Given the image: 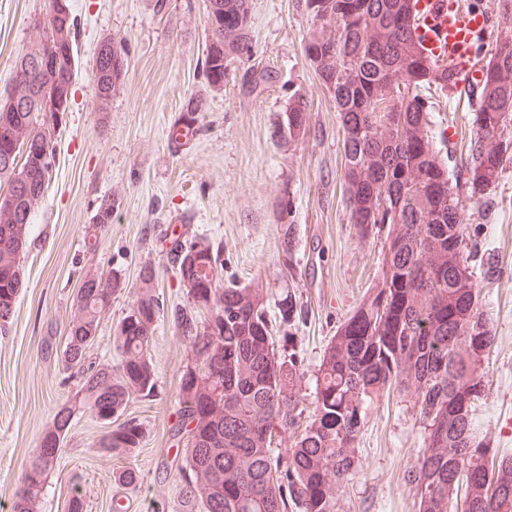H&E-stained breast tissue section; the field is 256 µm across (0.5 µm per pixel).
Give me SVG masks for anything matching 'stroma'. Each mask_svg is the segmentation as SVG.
<instances>
[{
    "mask_svg": "<svg viewBox=\"0 0 512 512\" xmlns=\"http://www.w3.org/2000/svg\"><path fill=\"white\" fill-rule=\"evenodd\" d=\"M251 49L224 70V85H206L208 0H71L78 19V71L69 112L55 133L52 176L32 216L21 256L23 287L9 331L0 335V512H10L25 464L56 410L81 396L61 360L74 299L87 271L117 273L126 286L112 298L88 349L89 361L119 365L116 328L137 299L142 267L157 270L164 304L148 355L156 372L152 396L133 397L125 417L145 428L129 457L102 454L104 425L89 408L76 411L40 512H66L81 492L86 512H198L185 504L174 462L176 393L190 357L171 313L189 306L179 278L164 266L172 231L220 245L224 283L260 285L276 320L275 336L302 358L304 415L314 409L315 377L337 328L378 283L382 243L360 239L344 194L341 119L335 101L304 56L314 29L298 0H250ZM49 0H0V94L30 47ZM111 38L126 60L125 77L106 110L94 90L95 50ZM434 143L449 176L468 153L475 106L467 89L432 88ZM204 100L202 132L184 145L169 129L189 98ZM307 104V131L285 143L274 130L289 103ZM291 214L280 211L283 197ZM112 224L97 247L85 229L103 199ZM473 246L479 306L495 341L484 358L485 394L472 407L476 438L490 453L512 456V161L481 194L462 191L460 205ZM292 234L293 250L281 243ZM303 302V320L280 322V301ZM427 444L410 394L391 390L371 403L356 444L357 468L336 491V512H418L407 474ZM131 467L136 486L115 482Z\"/></svg>",
    "mask_w": 512,
    "mask_h": 512,
    "instance_id": "obj_1",
    "label": "stroma"
}]
</instances>
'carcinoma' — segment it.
I'll return each instance as SVG.
<instances>
[{
  "instance_id": "1",
  "label": "carcinoma",
  "mask_w": 512,
  "mask_h": 512,
  "mask_svg": "<svg viewBox=\"0 0 512 512\" xmlns=\"http://www.w3.org/2000/svg\"><path fill=\"white\" fill-rule=\"evenodd\" d=\"M243 17L239 28L209 25L203 73L207 84L224 74V62L250 50L249 0H209V10ZM316 25L304 54L333 95L343 128L344 182L350 220L362 238L385 234L382 275L327 344L316 375L315 408L297 441L282 455L276 434L297 428L302 360L275 345L261 288L226 287L221 249L209 242L170 239L166 261L185 287L192 307L174 309L173 323L190 347L177 391L182 492L199 512H336V489L354 472L355 448L367 404L396 386L412 393L429 429L419 466L408 473L419 512H448L464 490L463 512H512V457L483 482L467 474L487 466L478 450L472 404L485 392L483 359L495 336L477 307L478 284L459 209V194L435 151L423 91L435 83L455 90V73L423 56L413 39L410 0H300ZM502 22L486 65L478 107L477 137L465 172L472 195L494 183L512 156V0H502ZM35 45L53 42L48 15L35 25ZM77 17L61 68L77 73ZM124 71L96 57L94 83L106 111ZM27 98L52 104L51 90L32 79ZM196 111L181 113L169 139L180 144L202 130ZM0 100V128L40 138L45 161L26 157L21 167L0 164V181L12 200L0 207V333L7 330L23 285L20 255L32 214L50 181L55 128L33 112H8ZM307 104L299 99L280 116L275 133L294 142L306 132ZM112 201L101 202L85 241L95 247L112 224ZM152 266L139 273L136 302L117 326L121 360L86 362L112 296L125 288L114 274H85L69 323L63 363L77 369L80 392L111 428L98 442L105 455L130 456L145 438L134 418L112 425L130 399L154 391L155 368L147 351L164 307L152 288ZM204 312V321L198 314ZM281 320H301L302 303L285 298ZM75 408L65 404L46 427L39 450L25 466L13 512H40L43 490Z\"/></svg>"
}]
</instances>
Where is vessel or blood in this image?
<instances>
[{
  "label": "vessel or blood",
  "instance_id": "vessel-or-blood-1",
  "mask_svg": "<svg viewBox=\"0 0 512 512\" xmlns=\"http://www.w3.org/2000/svg\"><path fill=\"white\" fill-rule=\"evenodd\" d=\"M411 7L418 18L414 35L423 54L454 66L460 82L473 79L467 63L475 36L489 26L488 16L463 7L460 0H412Z\"/></svg>",
  "mask_w": 512,
  "mask_h": 512
}]
</instances>
